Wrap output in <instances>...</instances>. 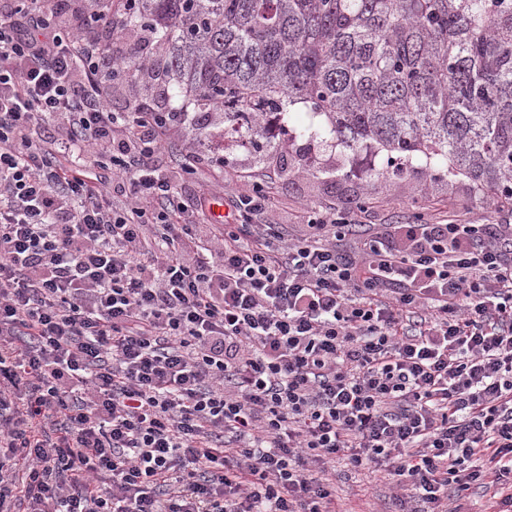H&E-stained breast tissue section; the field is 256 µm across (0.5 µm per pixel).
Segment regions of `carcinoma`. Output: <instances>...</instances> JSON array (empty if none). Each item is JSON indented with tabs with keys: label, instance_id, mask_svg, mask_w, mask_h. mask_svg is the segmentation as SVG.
Returning a JSON list of instances; mask_svg holds the SVG:
<instances>
[{
	"label": "carcinoma",
	"instance_id": "cac0c4a2",
	"mask_svg": "<svg viewBox=\"0 0 512 512\" xmlns=\"http://www.w3.org/2000/svg\"><path fill=\"white\" fill-rule=\"evenodd\" d=\"M123 27L155 55L104 84L158 78L200 130L221 107L260 158L268 119L301 103L323 123L296 139L447 163L512 197V0H139Z\"/></svg>",
	"mask_w": 512,
	"mask_h": 512
}]
</instances>
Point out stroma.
Instances as JSON below:
<instances>
[{"label":"stroma","mask_w":512,"mask_h":512,"mask_svg":"<svg viewBox=\"0 0 512 512\" xmlns=\"http://www.w3.org/2000/svg\"><path fill=\"white\" fill-rule=\"evenodd\" d=\"M209 130L205 137L195 126H187L160 157L165 168L176 171L184 143L201 138L210 156L223 159V169L204 166L181 180L183 200H191L204 183L214 184L220 200L251 194L259 184L269 186L275 220L287 225L294 238L303 234L309 214L331 209L350 215L371 233L385 224H433L451 215L474 224L499 219L466 176L449 173L444 166L432 170L416 160L402 176L378 178L375 170L388 163L385 151L339 154L316 143L300 154L287 135L280 136L278 149L260 162L251 149L240 145L237 134L225 133L223 115H214ZM391 493L383 474L361 470L337 485L336 508L386 512Z\"/></svg>","instance_id":"1"}]
</instances>
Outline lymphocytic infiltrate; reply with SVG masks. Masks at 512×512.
Listing matches in <instances>:
<instances>
[{"mask_svg":"<svg viewBox=\"0 0 512 512\" xmlns=\"http://www.w3.org/2000/svg\"><path fill=\"white\" fill-rule=\"evenodd\" d=\"M136 2L0 0V512H336L340 460L385 472L393 512H468L474 486L512 512V224L351 255L348 217L292 238L262 189L213 222V187L177 191L194 144L155 164L192 113L107 103Z\"/></svg>","mask_w":512,"mask_h":512,"instance_id":"lymphocytic-infiltrate-1","label":"lymphocytic infiltrate"}]
</instances>
